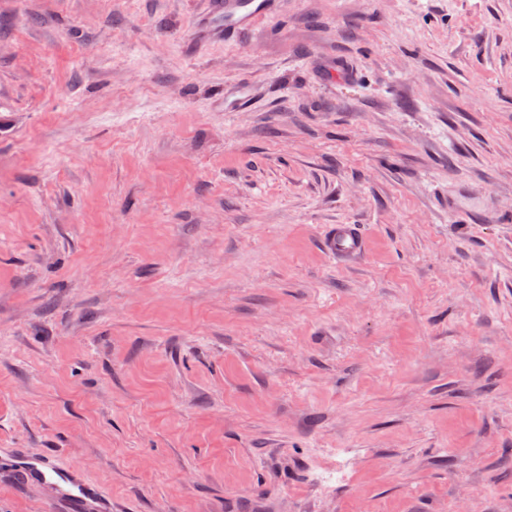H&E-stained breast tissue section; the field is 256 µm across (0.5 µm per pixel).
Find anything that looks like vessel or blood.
Wrapping results in <instances>:
<instances>
[{"instance_id":"obj_1","label":"vessel or blood","mask_w":512,"mask_h":512,"mask_svg":"<svg viewBox=\"0 0 512 512\" xmlns=\"http://www.w3.org/2000/svg\"><path fill=\"white\" fill-rule=\"evenodd\" d=\"M272 10V0H210L211 20L217 25V33L227 38ZM323 248L332 258L348 261L363 253L365 242L355 225L337 224L326 235ZM15 454L19 461L16 472L27 485L51 487L55 512H86L88 505L102 496L101 489L73 464L47 455L33 457L20 448Z\"/></svg>"}]
</instances>
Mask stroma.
I'll return each instance as SVG.
<instances>
[{
  "label": "stroma",
  "mask_w": 512,
  "mask_h": 512,
  "mask_svg": "<svg viewBox=\"0 0 512 512\" xmlns=\"http://www.w3.org/2000/svg\"><path fill=\"white\" fill-rule=\"evenodd\" d=\"M207 10L0 0V512H512V0ZM213 27L224 38L234 37L273 10V0H209ZM224 20L223 26L219 20ZM323 248L332 258L348 261L364 252L365 242L355 225L335 224L324 238ZM14 451L19 461L16 472L27 485L52 488L50 501L55 512H82L103 496L101 489L73 464L53 456L33 457L21 448Z\"/></svg>",
  "instance_id": "obj_1"
}]
</instances>
